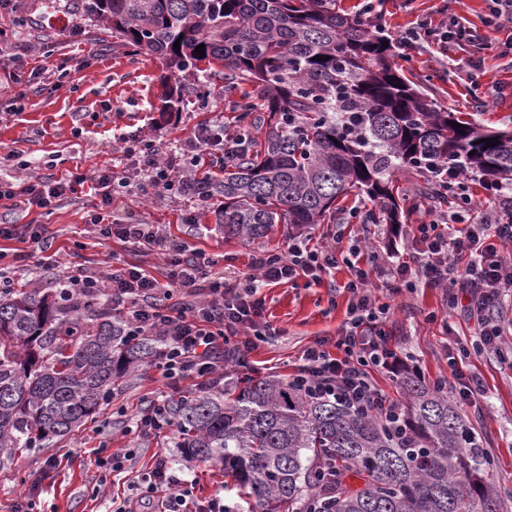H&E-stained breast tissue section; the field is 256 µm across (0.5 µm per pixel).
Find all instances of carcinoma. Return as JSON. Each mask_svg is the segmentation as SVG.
<instances>
[{"label": "carcinoma", "mask_w": 512, "mask_h": 512, "mask_svg": "<svg viewBox=\"0 0 512 512\" xmlns=\"http://www.w3.org/2000/svg\"><path fill=\"white\" fill-rule=\"evenodd\" d=\"M134 56L171 73L219 68L250 84L263 115H238L247 151L224 176V236L262 239L278 224H319L352 191L400 223V170L436 165L512 186V130L492 131L439 106L399 72L393 46L336 0H81ZM180 49H174L176 40ZM205 45V56L195 53ZM317 55L327 59L313 60ZM498 145L486 147L484 140ZM61 289L0 292V466L45 448L96 414L114 379L156 354L129 336L109 300ZM403 426L288 382L247 373L170 403L185 457L224 467L250 512H508L484 436L439 388L401 379Z\"/></svg>", "instance_id": "cac0c4a2"}]
</instances>
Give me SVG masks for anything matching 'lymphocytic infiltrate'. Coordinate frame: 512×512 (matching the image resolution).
Masks as SVG:
<instances>
[{
  "instance_id": "lymphocytic-infiltrate-1",
  "label": "lymphocytic infiltrate",
  "mask_w": 512,
  "mask_h": 512,
  "mask_svg": "<svg viewBox=\"0 0 512 512\" xmlns=\"http://www.w3.org/2000/svg\"><path fill=\"white\" fill-rule=\"evenodd\" d=\"M495 41L490 32L453 20L439 25L418 22L398 37L397 44L405 51L423 43L444 51L452 42H476L488 48ZM123 152L139 165L145 178L143 190L191 191L192 184L182 176L179 163L173 159L159 163L152 143L130 136L123 140ZM429 177L439 194H452L454 205L449 210L429 209L428 221L416 227L419 247L407 260L367 259L361 241L346 246L337 236L318 248L292 241L284 252L254 253L247 269L228 263L217 272L203 251L189 249L158 225L123 224L113 219L116 197L110 187L120 175L104 169L90 180L101 194L100 207L93 216L101 236L156 250L165 262L167 276L161 282L140 267L126 264L104 279L95 273L68 278L65 287L70 293L108 295L132 336L163 337L159 367L165 378L197 375L210 381L224 367H247L258 341L274 335L265 316L262 287L300 280L318 285L332 269L346 268L349 278L343 288L350 296L348 324L335 344L318 338L307 346L299 369L289 374L288 382L304 395L385 417L397 414L399 404L379 387L374 375L397 372L402 359L381 327L386 310L372 298L373 280L408 289L424 282L446 289L453 304L463 293L477 328L470 343L459 342L448 349L447 390L461 408L476 407L487 391L479 379L467 373L466 362L474 354H502L504 326L494 310L497 304L512 299V187L495 188L497 211L480 215L467 175L440 169L430 171ZM86 181L84 175L73 174L61 179L34 176L19 184L0 182V200L15 199L20 205L48 210ZM465 255L470 261L459 267L457 260ZM177 292L188 295V303L168 306V299ZM143 482L152 512H224V500L218 496L196 503L191 483L165 462H158Z\"/></svg>"
}]
</instances>
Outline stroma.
<instances>
[{
	"label": "stroma",
	"mask_w": 512,
	"mask_h": 512,
	"mask_svg": "<svg viewBox=\"0 0 512 512\" xmlns=\"http://www.w3.org/2000/svg\"><path fill=\"white\" fill-rule=\"evenodd\" d=\"M368 3L373 6L370 20L391 38L417 20L442 19V0H336L340 11L351 14ZM397 62L407 80L449 111L490 130H512V54L453 46L443 56L431 45L400 54ZM170 78L159 59L130 56L120 39L84 16L78 0H11L0 8V181L19 183L34 175L58 179L72 173L91 178L109 168L126 172L129 185L117 197L120 218L162 225L189 248L219 264L233 258L241 269L255 251L281 252L292 240L320 245L338 233L347 243L365 241L368 252L381 257L393 246L403 254L415 247V226L429 201L424 192L429 177L416 172L395 175L400 191L415 204L402 215L399 229L350 221L352 211L375 207L354 191L322 223L280 224L254 242L225 237L214 214L216 199L204 201L193 193L174 196L161 189L143 194L132 160L121 151V137L152 142L164 158L200 128L222 134L235 123L238 108L251 102L248 83L228 92L221 76L185 72L174 77L183 94L170 108L162 98ZM98 203L90 190L59 198L49 211L13 210L8 201H0V216L42 225L47 240L41 251L19 239L0 241V274L16 288L52 289L59 280L91 271L108 273L113 264L127 263L163 279L165 265L159 255L116 238L102 240L90 221ZM347 279L346 270L338 269L309 288H262L265 315L277 333L251 354L252 372L286 378L315 339H336L347 319L348 295L342 289ZM372 294L389 308L384 328L393 345L425 382L431 385L448 376V344L474 332L466 311L449 309L445 292L422 282L410 293L378 282ZM468 370L484 382L489 395L484 409L470 410L468 417L495 459V481L512 488V358L474 355ZM199 389V380L191 378L171 388L151 362L124 374L91 422L56 439L52 447L16 453L0 468V512H23L29 497L39 512H112L113 499L130 496L133 481L162 456L179 476L193 481L197 501L219 495L226 505L236 506L234 491L224 485L223 469L182 458L172 446V434L141 438L122 433L159 394L176 390L188 396ZM103 441L115 452L135 449L136 456L127 469L105 472V483L97 491L92 482L94 450Z\"/></svg>",
	"instance_id": "35a3bbf8"
}]
</instances>
